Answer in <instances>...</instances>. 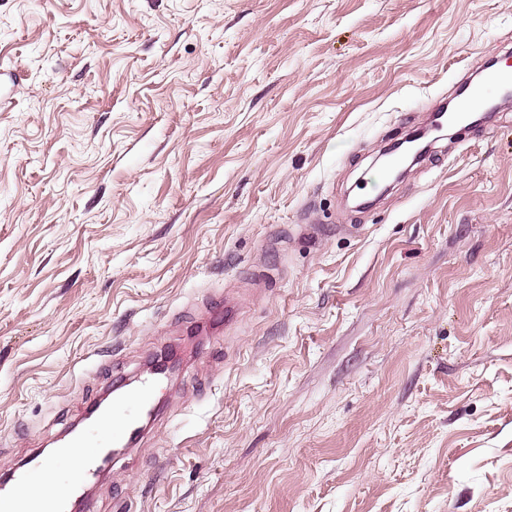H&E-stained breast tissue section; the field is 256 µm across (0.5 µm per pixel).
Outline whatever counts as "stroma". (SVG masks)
<instances>
[{"label":"stroma","instance_id":"1","mask_svg":"<svg viewBox=\"0 0 512 512\" xmlns=\"http://www.w3.org/2000/svg\"><path fill=\"white\" fill-rule=\"evenodd\" d=\"M512 0H0V476L219 325L95 512H512ZM494 66H487L483 69L485 75L482 81L472 86L465 96L457 103L454 112H445L442 121L455 126H465L468 115L473 110L484 105L489 100L507 95L512 89V65L510 59L499 65L498 60Z\"/></svg>","mask_w":512,"mask_h":512}]
</instances>
